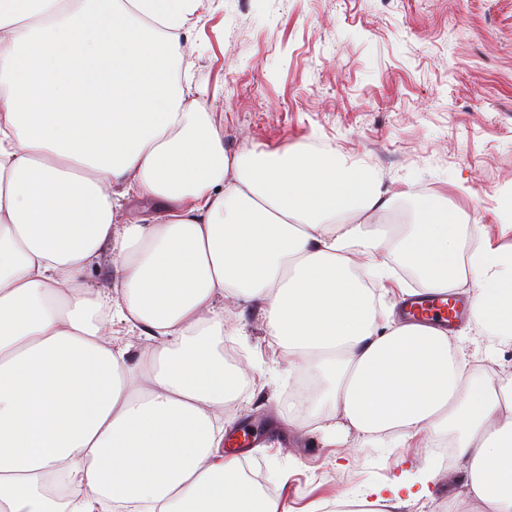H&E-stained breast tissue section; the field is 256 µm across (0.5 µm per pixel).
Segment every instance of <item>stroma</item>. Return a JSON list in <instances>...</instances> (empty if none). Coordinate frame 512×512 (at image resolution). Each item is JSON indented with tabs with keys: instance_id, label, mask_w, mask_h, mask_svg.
Segmentation results:
<instances>
[{
	"instance_id": "obj_1",
	"label": "stroma",
	"mask_w": 512,
	"mask_h": 512,
	"mask_svg": "<svg viewBox=\"0 0 512 512\" xmlns=\"http://www.w3.org/2000/svg\"><path fill=\"white\" fill-rule=\"evenodd\" d=\"M183 70L211 112L226 152L249 146H327L348 162L411 188L385 218L407 219L420 198L460 212L467 240L512 244V0H210L188 34ZM247 384L224 413L276 431L246 459L290 512L381 485L429 464L430 441L383 448L352 435L326 443L292 400L300 374L267 334L258 307L224 303ZM479 378L512 375V346L485 352L471 317L460 322ZM431 496L397 512H437L464 498L460 464L440 470Z\"/></svg>"
}]
</instances>
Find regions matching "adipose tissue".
I'll use <instances>...</instances> for the list:
<instances>
[{
  "instance_id": "adipose-tissue-1",
  "label": "adipose tissue",
  "mask_w": 512,
  "mask_h": 512,
  "mask_svg": "<svg viewBox=\"0 0 512 512\" xmlns=\"http://www.w3.org/2000/svg\"><path fill=\"white\" fill-rule=\"evenodd\" d=\"M209 0H0V512H288L225 452L224 301L260 307L322 384L324 436H451L470 495L512 512V377L476 381L410 296L473 275L471 317L512 345V250L461 254L456 211L398 224L381 172L335 151L229 155L181 85ZM158 223L114 225L129 199ZM108 263L115 291L89 287ZM153 345L137 362L114 328ZM431 471L343 505L426 495Z\"/></svg>"
}]
</instances>
